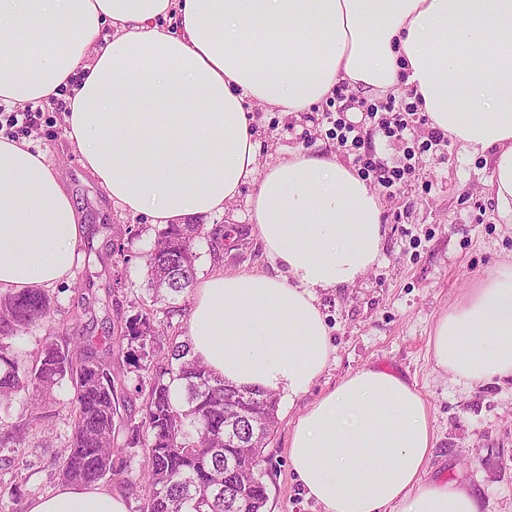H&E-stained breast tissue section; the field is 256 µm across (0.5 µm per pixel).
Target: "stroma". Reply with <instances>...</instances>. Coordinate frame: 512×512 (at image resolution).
Here are the masks:
<instances>
[{"instance_id": "1", "label": "stroma", "mask_w": 512, "mask_h": 512, "mask_svg": "<svg viewBox=\"0 0 512 512\" xmlns=\"http://www.w3.org/2000/svg\"><path fill=\"white\" fill-rule=\"evenodd\" d=\"M373 103V98L342 85L336 96L306 112L252 106L262 162L302 150L336 153L357 169L368 157L388 168L412 165L400 183L376 190L385 229L379 262L353 285L316 294L329 329L331 355L306 393L279 396L278 425L262 465L268 492L265 512H323L292 470L289 434L307 406L364 367L402 377L426 401L435 434L426 479L468 487L479 498L481 512H512V381L459 383L436 368L430 344L437 321L449 307L501 263L512 261V223H505L486 193L492 157L469 156L453 140L433 144L434 128L421 110L408 115L403 136L385 137L366 116ZM340 119L355 123L359 147L339 145ZM17 137L32 151L46 154L88 229L70 278L49 289L55 298L51 328L31 327L16 341L20 351L35 354L50 333L98 336L106 323L122 325L144 312L167 325L169 335L184 334L193 294L182 295L176 311L170 312L165 305L152 304L145 291V258L154 246L156 225L113 204L83 168L67 137L61 106H42L32 129ZM252 191V185H244L224 213L201 217L205 227L234 225L241 235L217 256L207 239H197L196 277L210 275L218 263L228 272L273 274L248 218ZM81 298L89 312L77 319L73 313ZM112 367L125 384L126 414L141 421L157 361L144 357L142 339L123 338L112 342ZM57 396L59 405L41 424H27L20 401L0 412V512H29L30 500L11 497L16 484L28 483L42 496L61 487L52 463L68 444L72 420L69 391L60 389Z\"/></svg>"}]
</instances>
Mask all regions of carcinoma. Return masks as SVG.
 <instances>
[{"label":"carcinoma","instance_id":"carcinoma-1","mask_svg":"<svg viewBox=\"0 0 512 512\" xmlns=\"http://www.w3.org/2000/svg\"><path fill=\"white\" fill-rule=\"evenodd\" d=\"M239 229L217 225L165 224L147 257L151 302L168 303L192 288L195 241L204 236L217 251ZM53 297L38 289L0 294V407L25 395L29 419L46 418L57 404L55 389L67 383L73 433L57 459L54 475L65 484L92 487L110 483L126 461L114 447L115 418L124 406L112 371L114 328L102 336L53 338L31 360L13 339L33 326H46ZM152 339V356L161 362L146 399L144 420L126 422L128 444L148 436L138 498L140 512H264L268 493L261 479L264 449L278 424V399L270 390L240 389L214 374L191 355L189 343L156 328L150 314L126 323L120 335ZM181 384V401L173 400L174 383ZM250 395L246 416L261 418L262 436L249 448L232 447L226 437L224 413Z\"/></svg>","mask_w":512,"mask_h":512}]
</instances>
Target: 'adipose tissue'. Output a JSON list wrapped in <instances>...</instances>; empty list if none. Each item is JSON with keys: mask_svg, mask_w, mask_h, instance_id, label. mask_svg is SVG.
Wrapping results in <instances>:
<instances>
[{"mask_svg": "<svg viewBox=\"0 0 512 512\" xmlns=\"http://www.w3.org/2000/svg\"><path fill=\"white\" fill-rule=\"evenodd\" d=\"M412 93L473 156L512 223V0H0V103H58L81 162L114 203L155 224L225 212L253 184L249 220L279 271L213 272L195 286L192 350L233 385L308 390L330 356L315 303L378 260L382 204L335 153L263 166L249 102L305 112L338 85ZM76 204L45 154L0 136V293L64 281L80 258ZM438 368L512 380V263L442 315ZM430 413L406 380L345 377L297 418L288 444L324 512H480L454 482L423 481ZM30 512H126L68 486Z\"/></svg>", "mask_w": 512, "mask_h": 512, "instance_id": "adipose-tissue-1", "label": "adipose tissue"}]
</instances>
